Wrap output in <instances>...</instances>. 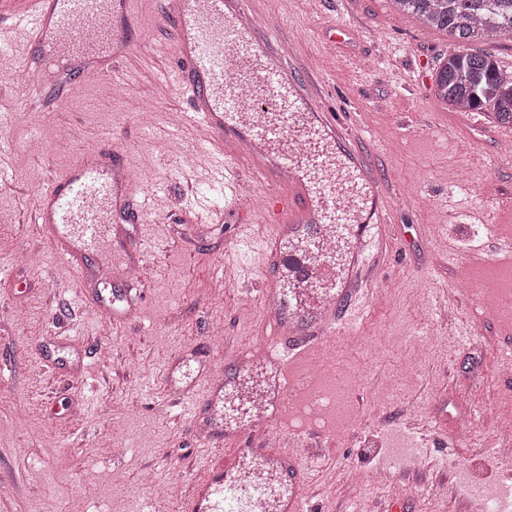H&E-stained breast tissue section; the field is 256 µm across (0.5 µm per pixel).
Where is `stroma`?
<instances>
[{
	"label": "stroma",
	"instance_id": "stroma-1",
	"mask_svg": "<svg viewBox=\"0 0 512 512\" xmlns=\"http://www.w3.org/2000/svg\"><path fill=\"white\" fill-rule=\"evenodd\" d=\"M275 14V51L316 70L322 111L349 125L351 145L384 186L386 239L374 279L320 360L354 399L315 448L292 452L309 471L315 512H471V485L496 491L512 460L497 459V428L512 422V314L462 294L457 276H512V165L497 162L512 127L482 112H452L435 95L444 34L395 11L390 0H244ZM133 24L151 48L123 58L116 78L71 89L42 79L54 112L24 110L0 92V512H184V492L207 457L170 387L203 398L208 369L270 334L263 269L225 267L234 224L261 210L249 182L223 223H198L188 185L207 187L211 163L188 124V98L167 82L177 66L165 0H133ZM117 146L145 190L138 239L154 265L150 285L93 286L78 276L30 214L51 177L87 149ZM482 239L484 268L467 269L443 243ZM129 311L120 325L100 298ZM418 363L416 377L405 369ZM470 423H463L464 415ZM390 465L389 485L372 473ZM358 483L343 482L346 468Z\"/></svg>",
	"mask_w": 512,
	"mask_h": 512
}]
</instances>
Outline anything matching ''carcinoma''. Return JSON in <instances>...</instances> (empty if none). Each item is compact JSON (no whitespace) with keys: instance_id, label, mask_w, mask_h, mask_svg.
I'll return each mask as SVG.
<instances>
[{"instance_id":"cac0c4a2","label":"carcinoma","mask_w":512,"mask_h":512,"mask_svg":"<svg viewBox=\"0 0 512 512\" xmlns=\"http://www.w3.org/2000/svg\"><path fill=\"white\" fill-rule=\"evenodd\" d=\"M395 10L445 33L457 45L435 75V93L451 110L489 106L495 121L512 125V79L490 56L465 44L478 38L512 37V0H391Z\"/></svg>"}]
</instances>
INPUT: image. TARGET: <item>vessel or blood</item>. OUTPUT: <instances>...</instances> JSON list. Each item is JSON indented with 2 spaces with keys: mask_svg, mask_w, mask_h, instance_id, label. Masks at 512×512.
Segmentation results:
<instances>
[{
  "mask_svg": "<svg viewBox=\"0 0 512 512\" xmlns=\"http://www.w3.org/2000/svg\"><path fill=\"white\" fill-rule=\"evenodd\" d=\"M230 7L229 0H168L179 56L173 83L187 93L188 117L216 167L214 181L194 193L198 215L218 216L239 201L231 148L251 152L248 174L265 187L263 218L237 227L231 256L259 257L263 294L275 314L272 338L260 349L234 351L221 374L238 379L256 358L271 359L276 404L252 420L247 434L201 437L204 447L225 446L231 456L204 468L186 512H223L229 496L241 512H308L301 497L306 470L292 453L271 447L269 435L287 420L289 396L307 387L297 369L310 348L330 345L337 313L371 281V251L382 242L374 228L385 210L358 152L333 147L348 139V130L318 110L292 63L267 53L265 28ZM4 26L28 30L41 47L21 66L23 76L41 75L58 49L74 86L116 72L125 55L145 49L132 28V0H28L0 16ZM126 167L119 150L101 147L80 154L42 191L33 221L50 229L63 258L79 261L100 242L120 238L123 225L138 223L134 194L113 183ZM250 456L276 461L269 478L246 483L235 474Z\"/></svg>",
  "mask_w": 512,
  "mask_h": 512,
  "instance_id": "obj_1",
  "label": "vessel or blood"
}]
</instances>
